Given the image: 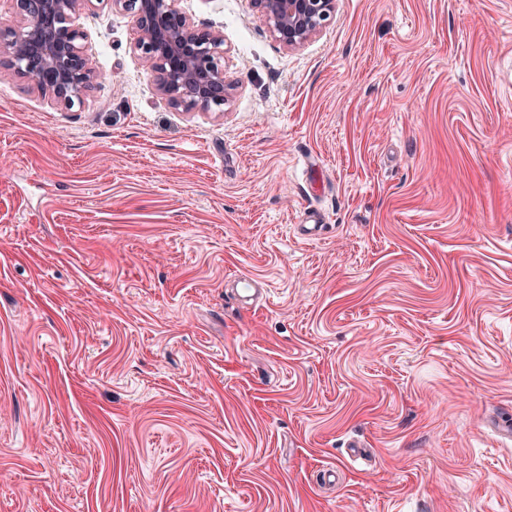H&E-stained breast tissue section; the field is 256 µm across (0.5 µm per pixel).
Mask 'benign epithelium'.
Returning <instances> with one entry per match:
<instances>
[{
	"mask_svg": "<svg viewBox=\"0 0 512 512\" xmlns=\"http://www.w3.org/2000/svg\"><path fill=\"white\" fill-rule=\"evenodd\" d=\"M19 21L0 23V53L20 78L34 82L51 102L71 107L100 79L85 54L72 15L94 0H15ZM132 15L133 51L168 105L222 112L227 102L224 36L201 28L177 0H109ZM273 36L288 48L305 44L334 12L336 0H251Z\"/></svg>",
	"mask_w": 512,
	"mask_h": 512,
	"instance_id": "1",
	"label": "benign epithelium"
}]
</instances>
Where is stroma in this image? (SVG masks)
Returning <instances> with one entry per match:
<instances>
[{"label":"stroma","mask_w":512,"mask_h":512,"mask_svg":"<svg viewBox=\"0 0 512 512\" xmlns=\"http://www.w3.org/2000/svg\"><path fill=\"white\" fill-rule=\"evenodd\" d=\"M179 6L223 111L110 0L83 102L0 64V512H512V0ZM132 15L133 51L168 105L186 111L220 112L228 98L224 36L201 28L177 0H110ZM273 36L288 48L305 44L327 21L335 0H251ZM232 288H235L238 300L252 305L262 295L259 278L252 275H234L231 277Z\"/></svg>","instance_id":"stroma-1"}]
</instances>
